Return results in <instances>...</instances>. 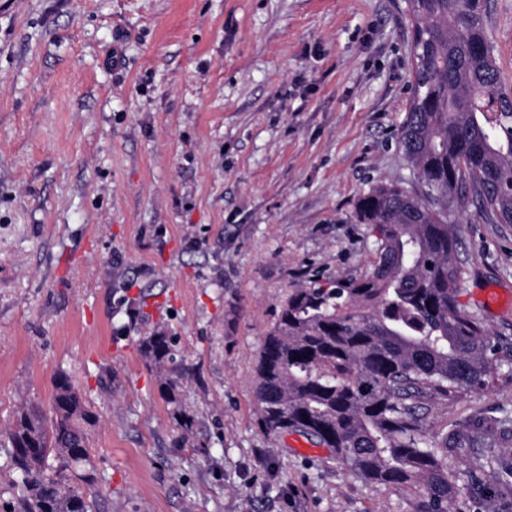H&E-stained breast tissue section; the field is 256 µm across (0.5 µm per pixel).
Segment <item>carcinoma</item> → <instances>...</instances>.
<instances>
[{
  "instance_id": "cac0c4a2",
  "label": "carcinoma",
  "mask_w": 512,
  "mask_h": 512,
  "mask_svg": "<svg viewBox=\"0 0 512 512\" xmlns=\"http://www.w3.org/2000/svg\"><path fill=\"white\" fill-rule=\"evenodd\" d=\"M412 27L411 92L397 139L420 189L378 184L355 204L374 250L369 272L342 284L318 274L293 288L260 347L256 412L271 432H298L354 476L423 491L424 512H451L460 481L484 484L495 461L468 474L459 448L512 452V420L474 410L428 433L432 415L468 391L512 381V351L494 349L462 308L454 212L474 205L487 224H512V90L487 34L488 0H404ZM158 364L172 340H143ZM52 425L28 409L6 432L23 512H92L75 473L87 461L78 425L90 413L66 379Z\"/></svg>"
}]
</instances>
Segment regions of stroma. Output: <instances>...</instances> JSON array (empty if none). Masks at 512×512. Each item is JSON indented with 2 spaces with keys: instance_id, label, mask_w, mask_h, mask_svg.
<instances>
[{
  "instance_id": "stroma-1",
  "label": "stroma",
  "mask_w": 512,
  "mask_h": 512,
  "mask_svg": "<svg viewBox=\"0 0 512 512\" xmlns=\"http://www.w3.org/2000/svg\"><path fill=\"white\" fill-rule=\"evenodd\" d=\"M401 2L0 0V430L68 378L96 512H421L296 452L253 392L289 291L363 276L355 203L411 177ZM490 6L512 88V0ZM458 250L459 302L512 346V307L479 300L512 296V224L468 208ZM474 409L512 418V384ZM142 343L144 352L156 363L163 364L173 359L170 336L157 333L147 336Z\"/></svg>"
}]
</instances>
